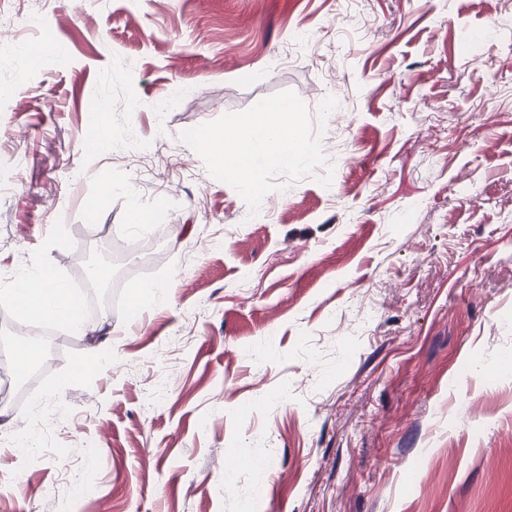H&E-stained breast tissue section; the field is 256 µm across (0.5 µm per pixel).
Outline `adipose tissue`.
<instances>
[{
    "instance_id": "1",
    "label": "adipose tissue",
    "mask_w": 512,
    "mask_h": 512,
    "mask_svg": "<svg viewBox=\"0 0 512 512\" xmlns=\"http://www.w3.org/2000/svg\"><path fill=\"white\" fill-rule=\"evenodd\" d=\"M9 294L22 315H50L73 326L79 323L69 288L50 268H43L35 279L27 271H18Z\"/></svg>"
}]
</instances>
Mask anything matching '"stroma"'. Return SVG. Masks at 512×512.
I'll list each match as a JSON object with an SVG mask.
<instances>
[{"instance_id":"stroma-1","label":"stroma","mask_w":512,"mask_h":512,"mask_svg":"<svg viewBox=\"0 0 512 512\" xmlns=\"http://www.w3.org/2000/svg\"><path fill=\"white\" fill-rule=\"evenodd\" d=\"M0 83V289L157 247L40 377L0 300V512H512V0H0ZM283 91L333 182L253 214L181 134Z\"/></svg>"}]
</instances>
